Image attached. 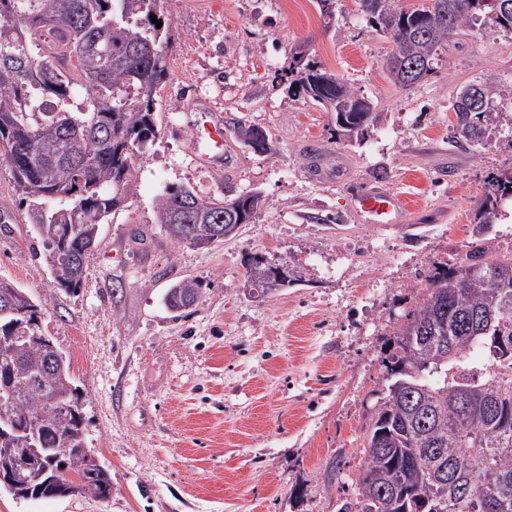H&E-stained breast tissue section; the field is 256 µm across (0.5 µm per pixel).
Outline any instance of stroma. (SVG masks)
I'll return each instance as SVG.
<instances>
[{"label":"stroma","instance_id":"35a3bbf8","mask_svg":"<svg viewBox=\"0 0 512 512\" xmlns=\"http://www.w3.org/2000/svg\"><path fill=\"white\" fill-rule=\"evenodd\" d=\"M174 43L158 93V140L134 162L137 190L103 224L84 285L57 288L35 257L34 227L0 163V278L47 305L41 329L65 353L85 396L91 448L112 495L20 500L0 512H337L364 463L365 429L394 332L435 266L475 239L486 182L512 172V128L457 141L456 95L493 84L512 113V33L467 29L435 70L401 88L391 43L336 0L325 26L315 0H160ZM304 45L377 115L345 141L333 113L290 95L291 51ZM222 112V172L193 159L196 110ZM267 132L254 152L237 123ZM190 185L206 195L259 191L266 206L206 249L176 244L154 220L157 197ZM400 196L401 224H372L363 191ZM288 264L296 279L254 290L246 264ZM203 283L182 315L164 304L174 283Z\"/></svg>","mask_w":512,"mask_h":512}]
</instances>
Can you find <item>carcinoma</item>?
I'll return each instance as SVG.
<instances>
[{"label": "carcinoma", "instance_id": "cac0c4a2", "mask_svg": "<svg viewBox=\"0 0 512 512\" xmlns=\"http://www.w3.org/2000/svg\"><path fill=\"white\" fill-rule=\"evenodd\" d=\"M160 0H0V29L10 28L7 52L25 61L0 60V161L8 165L16 193L28 203L30 223L58 288L83 285L88 253L101 225L136 189V153L160 137L157 91L166 84V50L171 24L152 23ZM483 0H421L399 7L395 0H359L370 27L393 43L389 74L408 88L439 61L448 38L484 27ZM48 38L33 56V35ZM288 93L307 97L329 112L348 135H359L373 119L372 104L303 47L292 54ZM486 106L470 107L469 90L456 95V138L481 142L500 127L503 113L492 107L495 91L481 86ZM237 136L254 151L272 154L269 136L239 124ZM512 196V175L491 178L477 209L478 234L492 223L498 204ZM265 201L257 192L204 196L189 186L168 187L156 200V223L176 242L209 248L213 226L233 219L249 224ZM271 266L249 260L248 279L272 291ZM19 314L0 315V336L18 325L29 338L0 344V366L10 369L0 411L19 429L0 427L36 461L69 448L65 473L34 480L11 456L0 454V492L18 499L63 498L75 494L107 499L112 477L89 446L84 400L65 354L40 336L38 320L46 300L12 281ZM385 357L387 394L375 411L364 446L365 464L356 482V502L338 512H434L448 495L442 470L474 483L478 500L457 512H512V357L493 358L482 376L462 371L464 355L491 337L512 341V254L495 255L488 240L467 245L463 261L436 267L422 298L394 332Z\"/></svg>", "mask_w": 512, "mask_h": 512}]
</instances>
